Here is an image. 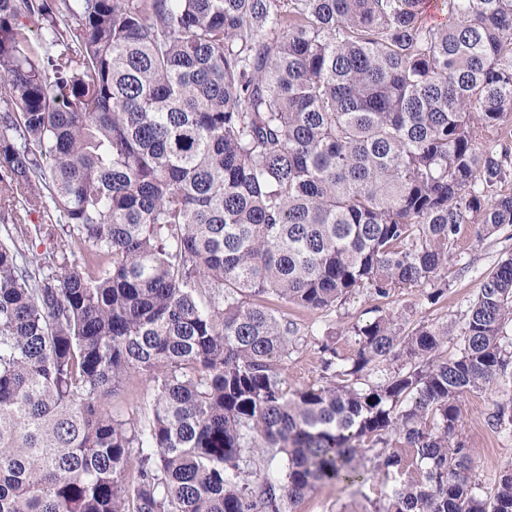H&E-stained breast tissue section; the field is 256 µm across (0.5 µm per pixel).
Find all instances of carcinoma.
I'll list each match as a JSON object with an SVG mask.
<instances>
[{
    "label": "carcinoma",
    "instance_id": "1",
    "mask_svg": "<svg viewBox=\"0 0 512 512\" xmlns=\"http://www.w3.org/2000/svg\"><path fill=\"white\" fill-rule=\"evenodd\" d=\"M422 2L0 0V512H294L373 450L375 512H512L458 434L512 385V257L458 353L384 312L300 388L267 305L436 303L512 224V0ZM154 383L145 378H133L127 388L112 398L115 412L128 414L149 408L154 396Z\"/></svg>",
    "mask_w": 512,
    "mask_h": 512
}]
</instances>
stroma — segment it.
<instances>
[{"label": "stroma", "instance_id": "stroma-1", "mask_svg": "<svg viewBox=\"0 0 512 512\" xmlns=\"http://www.w3.org/2000/svg\"><path fill=\"white\" fill-rule=\"evenodd\" d=\"M509 257L512 225L503 226L480 242L471 237L464 240L450 258L448 288L438 303H429L423 290L413 288L382 301L369 290H360L337 306L317 313L291 304L280 306L282 318L295 328L284 370L289 387L321 381V341L331 340L340 355H351L355 346L353 325L375 318L377 311L395 313L397 325L404 333L423 322L461 326L486 277ZM511 395L508 389L495 387L465 394L461 399L459 433L473 451V477L486 489L501 471L512 467V426L495 428L489 422L495 404ZM382 488L377 478L361 487L322 484L299 504L297 512H373V503Z\"/></svg>", "mask_w": 512, "mask_h": 512}]
</instances>
